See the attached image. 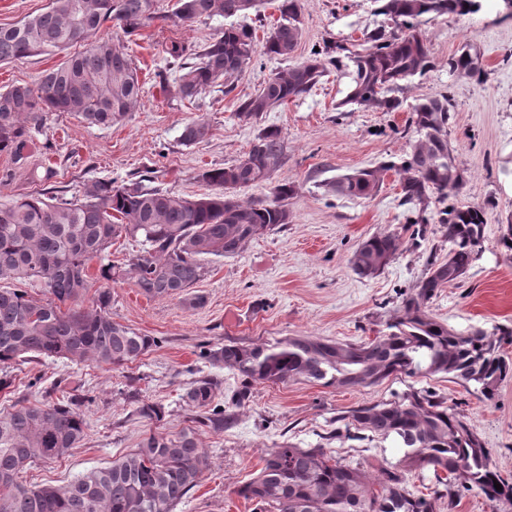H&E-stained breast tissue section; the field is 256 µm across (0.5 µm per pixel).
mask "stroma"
<instances>
[{
	"label": "stroma",
	"instance_id": "obj_1",
	"mask_svg": "<svg viewBox=\"0 0 512 512\" xmlns=\"http://www.w3.org/2000/svg\"><path fill=\"white\" fill-rule=\"evenodd\" d=\"M176 0H159L160 19L137 34L126 35L117 22H107L100 37L123 44L138 68L143 93L138 106L118 125L104 128L63 112L46 115L22 160L0 153V204L14 196L47 188L80 195L85 183L111 180L122 184L149 174L155 186L193 199L207 193L203 171L235 163L249 150L257 134L278 130L286 159L273 181L288 179L297 186L289 199L288 224L251 240L232 258L207 261L193 294L197 306L181 297L149 298L133 283L112 284V317L159 344L145 356L122 367L71 365L14 366L13 391H0V409L18 397L54 402L62 380L82 385L90 399L82 414L88 425L83 445L69 455L23 471L18 481L27 487L65 485L85 471L107 465L134 448L151 428L134 415L137 401L164 407L160 428L174 432L189 425L195 413L180 396L187 384L202 376L220 380L219 404H227L241 381L210 367L201 347L234 339L248 344L288 336H318L360 343L372 339L425 275L430 255L446 257L448 244L441 224H430L420 245L404 243L394 260L376 277L355 274L349 258L364 239L400 229L406 212L399 205L400 183L387 172L378 191L368 198L339 197L325 185L339 175L402 155L410 106L423 96L451 98L449 140L464 176L455 205H481L486 224L482 250L462 282L441 288L431 312L449 326L465 331L512 326V248L501 237L512 216V16L502 0H485L483 9L466 16L427 21L432 67L405 83L395 112H372L342 106L351 79L330 65L328 45L360 44L365 33L381 24L374 0H299L301 41L291 60L256 52L252 67L236 81L231 93L214 88L196 100L175 101L164 90L177 74L163 48L177 41L204 48L224 27L214 17L194 23L169 21ZM481 55L483 72L475 77L450 73L448 59L463 45ZM322 49L324 71L313 89L300 99L263 113L251 123L240 122L241 99L254 94L270 75ZM62 54H42L0 64V90L35 83L56 67ZM207 122L210 137L196 145L180 141L186 124ZM431 390L445 396L481 438L496 469L512 478V378L504 381L493 400H485L474 384L440 376H398L371 387L326 388L316 383L255 384L244 407L235 411L234 427L203 429L201 443L211 467L175 512H254L252 503L235 490L262 465L267 448L289 441L303 448L323 443L336 427L340 412L408 390ZM334 456L371 470L376 459L396 462L391 441L334 440Z\"/></svg>",
	"mask_w": 512,
	"mask_h": 512
}]
</instances>
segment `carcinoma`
Returning <instances> with one entry per match:
<instances>
[{
    "instance_id": "cac0c4a2",
    "label": "carcinoma",
    "mask_w": 512,
    "mask_h": 512,
    "mask_svg": "<svg viewBox=\"0 0 512 512\" xmlns=\"http://www.w3.org/2000/svg\"><path fill=\"white\" fill-rule=\"evenodd\" d=\"M387 25L366 33L369 46L351 50L336 44L348 60L351 89L338 107L393 112L403 101L394 96L402 83L431 68L427 40L420 25L425 16H463L481 0H376ZM263 0H176L171 17L192 23L214 16L234 19L200 52L173 44L164 53L179 61L178 76L166 84L173 99L191 101L234 80L254 62L255 28L239 23L260 13ZM280 17L267 34L264 53L287 59L301 38L298 0H282ZM158 18V0H49L47 7L9 27H0V63L47 52L66 58L34 84H16L0 92V152L23 158L32 142L31 129L48 112H67L100 127L122 121L137 106L143 85L121 45L94 35L116 21L133 35ZM81 43L73 54L69 48ZM319 53L273 73L257 93L243 100L237 118L248 123L260 114L309 93L321 74ZM452 72L482 73L480 56L464 45L448 59ZM450 100L446 95L420 99L411 106L412 139L396 161L337 177L328 192L341 197H368L383 176L400 178V205L413 227L411 239L425 238V214L433 202H444L463 185L454 149L448 141ZM210 136L202 120L189 122L180 135L185 145ZM280 133H259L248 153L235 164L209 169L201 179L210 192L186 199L157 187L131 181L84 184L81 197L63 194H19L0 206V391L14 385L9 371L16 362L63 359L72 364L121 367L158 345L157 338L112 319V288L117 278L130 281L148 298L203 297L189 289L205 272L207 257H233L252 239L288 223V200L296 185L283 180L271 187L272 200L241 199L237 190L269 182L284 163ZM445 228L448 256L434 260L412 292L403 298L386 329L361 344L317 336H288L273 343L227 340L204 352L208 363L242 379L245 386L231 397L240 407L252 383L316 382L327 388L368 387L395 376L441 375L473 383L486 400L512 373L502 347L512 331L497 326L456 330L429 309L440 288L461 281L482 249L485 208L450 205L438 212ZM138 241L142 248L121 266L104 262L112 242ZM404 243L396 231L363 240L349 259L362 277L383 272ZM99 259L97 274L89 262ZM39 279L44 300L23 289ZM92 295L91 306L83 305ZM221 382L201 377L189 382L182 402L196 412L192 424L176 433L149 431L125 454L94 467L67 485L29 488L19 473L38 461L58 460L80 447L87 424L80 407L88 400L78 387L62 391L52 404L26 398L0 410V512H173L210 468L200 443V428L224 429V408L215 403ZM136 414L149 423L164 420V407L141 401ZM341 431L353 428L359 438L391 440L402 452L397 462L381 461L373 479L326 448H301L283 441L266 451L263 466L235 494L260 506V512H435V501L455 489L476 491L491 502L512 504V483L503 478L473 429L448 400L436 393L412 390L389 401L363 404L336 417ZM430 470L435 497L411 492L405 473ZM501 484L496 490L494 483Z\"/></svg>"
}]
</instances>
